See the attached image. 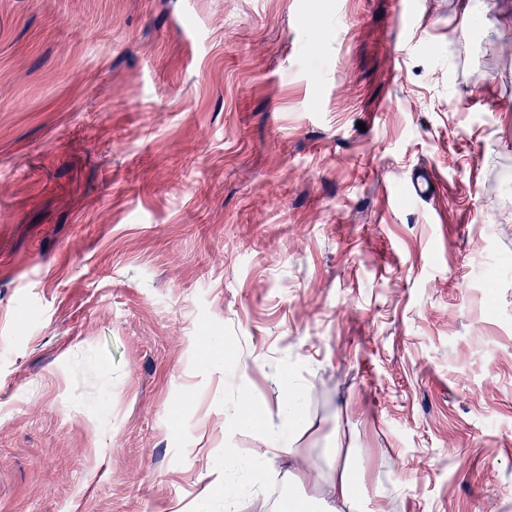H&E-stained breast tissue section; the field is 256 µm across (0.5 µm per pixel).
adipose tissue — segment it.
I'll use <instances>...</instances> for the list:
<instances>
[{
    "label": "adipose tissue",
    "instance_id": "1",
    "mask_svg": "<svg viewBox=\"0 0 512 512\" xmlns=\"http://www.w3.org/2000/svg\"><path fill=\"white\" fill-rule=\"evenodd\" d=\"M280 381L288 388L289 398L276 418L262 417L249 410L237 412L230 418L236 427L256 428L263 435L264 447L246 474V480L256 494L264 487L267 466L279 455L294 453L306 426L303 413L306 392L296 383L292 372H282ZM319 485L325 512H383L377 503L359 498L355 474L348 464L341 462L338 449L328 450L327 465L319 474Z\"/></svg>",
    "mask_w": 512,
    "mask_h": 512
}]
</instances>
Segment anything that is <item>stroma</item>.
<instances>
[{
	"mask_svg": "<svg viewBox=\"0 0 512 512\" xmlns=\"http://www.w3.org/2000/svg\"><path fill=\"white\" fill-rule=\"evenodd\" d=\"M464 6L0 0V512H224L285 368L239 512L335 445L386 512H512V0ZM280 381L288 388L289 398L279 410L276 420L259 416L251 410L237 412L228 420L237 428H257L263 435L265 448L258 453L246 474V480L252 488V496L258 495L263 489V477L267 466L273 464L281 454H295V446L306 426L303 406L307 393L296 383L292 372L288 370L282 372Z\"/></svg>",
	"mask_w": 512,
	"mask_h": 512,
	"instance_id": "stroma-1",
	"label": "stroma"
}]
</instances>
